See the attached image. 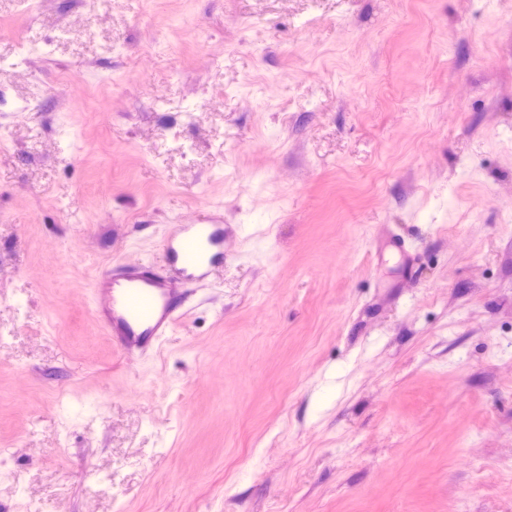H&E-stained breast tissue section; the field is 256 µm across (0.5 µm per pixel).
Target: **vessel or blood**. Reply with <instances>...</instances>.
I'll return each instance as SVG.
<instances>
[{
	"instance_id": "obj_1",
	"label": "vessel or blood",
	"mask_w": 512,
	"mask_h": 512,
	"mask_svg": "<svg viewBox=\"0 0 512 512\" xmlns=\"http://www.w3.org/2000/svg\"><path fill=\"white\" fill-rule=\"evenodd\" d=\"M167 270L154 263L103 271L91 289L93 315L123 354L139 358L159 349L183 317L180 286L205 279L224 257V228L184 224L163 242Z\"/></svg>"
}]
</instances>
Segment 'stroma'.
Instances as JSON below:
<instances>
[{
  "mask_svg": "<svg viewBox=\"0 0 512 512\" xmlns=\"http://www.w3.org/2000/svg\"><path fill=\"white\" fill-rule=\"evenodd\" d=\"M21 53L0 512H512V0H0ZM201 221L126 357L95 277ZM167 272L151 262L103 271L91 288L93 315L123 354L139 358L156 351L183 317L184 282L206 278L224 258V227L180 224L163 242Z\"/></svg>",
  "mask_w": 512,
  "mask_h": 512,
  "instance_id": "35a3bbf8",
  "label": "stroma"
}]
</instances>
